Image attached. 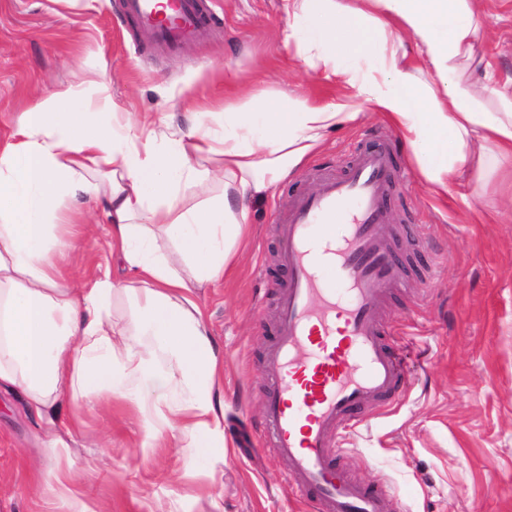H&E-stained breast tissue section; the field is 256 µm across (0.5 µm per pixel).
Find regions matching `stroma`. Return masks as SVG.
<instances>
[{
  "label": "stroma",
  "instance_id": "35a3bbf8",
  "mask_svg": "<svg viewBox=\"0 0 512 512\" xmlns=\"http://www.w3.org/2000/svg\"><path fill=\"white\" fill-rule=\"evenodd\" d=\"M282 0H204L215 22L177 51L154 45L121 0H0V140L50 88L96 97L102 65L125 117L181 121L185 99L210 112H256L286 91L314 104L357 105L360 116L323 142L265 199L223 280L192 289L224 358V462L207 475L166 442L147 437L126 402L89 399L70 423L72 455L94 461L77 489L95 512H310L288 493L286 465L262 438L268 385L261 376L288 271L276 215L342 175L358 150L389 133L394 183L387 201L403 285L383 318L411 368L391 408L344 440L339 467L386 484L394 512H512V174L471 159L433 191L400 130L373 103H355L367 69L339 59L327 76L313 50L285 42ZM481 70L460 62L463 84L512 78V0H470ZM70 274L109 268L126 276L105 225L86 221ZM48 427L21 392L0 391V512H66L45 483L55 466Z\"/></svg>",
  "mask_w": 512,
  "mask_h": 512
}]
</instances>
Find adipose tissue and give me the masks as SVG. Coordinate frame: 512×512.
<instances>
[{
	"instance_id": "ef3b65f1",
	"label": "adipose tissue",
	"mask_w": 512,
	"mask_h": 512,
	"mask_svg": "<svg viewBox=\"0 0 512 512\" xmlns=\"http://www.w3.org/2000/svg\"><path fill=\"white\" fill-rule=\"evenodd\" d=\"M283 0L305 32L290 39L316 45L327 68L363 52V22L378 37L379 62L355 83L356 98L376 103L402 131L423 177L447 189L470 153L512 163V94L497 90V108L478 103L457 82V63L474 61L478 28L470 0ZM409 34L439 79L419 82L402 54ZM72 101L60 109V100ZM339 105L297 95L265 112H228L216 134L202 113L187 112L173 132L150 117L121 121L117 106L95 109L81 90L46 91L0 142V387L20 390L38 417L68 398H120L139 414L149 437L170 434L188 459L224 458L223 363L204 315L190 297L223 277L245 239L250 202L272 193L327 131L348 120ZM218 163L220 197L186 208L181 187L199 183L194 159ZM99 204L112 246L132 277L109 272L80 284L66 276L69 240L79 232L66 206ZM133 303L132 325L118 330L112 300ZM69 445L52 437L54 480L69 512H92L75 488Z\"/></svg>"
}]
</instances>
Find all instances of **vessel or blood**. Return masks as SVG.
Listing matches in <instances>:
<instances>
[{
	"label": "vessel or blood",
	"mask_w": 512,
	"mask_h": 512,
	"mask_svg": "<svg viewBox=\"0 0 512 512\" xmlns=\"http://www.w3.org/2000/svg\"><path fill=\"white\" fill-rule=\"evenodd\" d=\"M126 13L167 50L200 30L198 0H124ZM393 181L387 144L357 153L341 176L277 215L289 273L262 376L269 386L264 433L288 463L290 493L315 512H391L383 487H370L337 467L342 431L365 411L390 405L409 382L393 330L382 319L387 291L401 269L385 233ZM343 227L330 234L331 225Z\"/></svg>",
	"instance_id": "b4317fda"
}]
</instances>
